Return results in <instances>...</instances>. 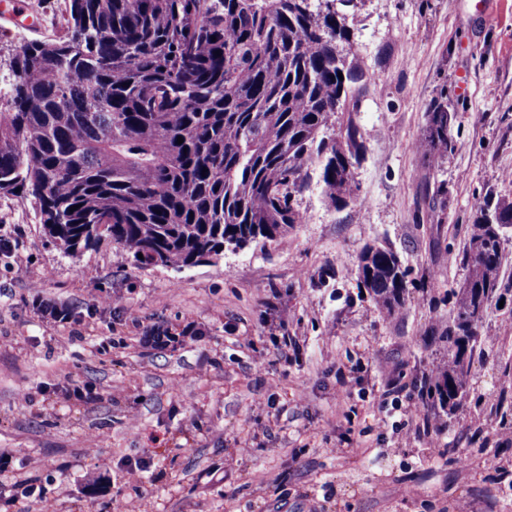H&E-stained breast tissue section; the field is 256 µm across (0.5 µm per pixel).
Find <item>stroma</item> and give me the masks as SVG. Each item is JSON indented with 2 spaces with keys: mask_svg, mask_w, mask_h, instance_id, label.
Here are the masks:
<instances>
[{
  "mask_svg": "<svg viewBox=\"0 0 512 512\" xmlns=\"http://www.w3.org/2000/svg\"><path fill=\"white\" fill-rule=\"evenodd\" d=\"M25 3L35 23L0 12V45L64 35L68 0ZM346 23L371 76L349 117L365 145L363 207H329L311 177L297 198L306 220L281 242L175 270L108 240L64 255L32 197L0 195L12 247L0 259V481L38 460L32 475L64 512H456L463 500L512 512V475L496 478L512 465V428L493 417L512 401V233L509 293L488 311L470 395L443 437L456 459L380 426L373 403L391 369L400 401L418 405L412 383L439 356L430 329L466 278L473 218L512 201V0H357ZM443 92L453 150L432 164L412 145ZM372 243L409 269L393 318L359 283ZM165 335L172 344H154ZM145 451L151 482L127 484L118 461Z\"/></svg>",
  "mask_w": 512,
  "mask_h": 512,
  "instance_id": "35a3bbf8",
  "label": "stroma"
}]
</instances>
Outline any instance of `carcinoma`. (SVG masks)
<instances>
[{
  "mask_svg": "<svg viewBox=\"0 0 512 512\" xmlns=\"http://www.w3.org/2000/svg\"><path fill=\"white\" fill-rule=\"evenodd\" d=\"M334 2L70 0L64 36L12 51L0 194L32 197L65 254L96 246L93 225L106 224L135 262L178 270L226 245L281 241L304 222L297 196L313 171L329 206L363 205L358 126L327 135L366 78ZM427 118L413 149L438 161L452 148L448 95ZM502 224L512 202L470 224L468 275L432 336L447 357L420 396L448 417L469 396L485 314L502 296ZM357 268L376 307L398 315L409 288L397 253L367 245Z\"/></svg>",
  "mask_w": 512,
  "mask_h": 512,
  "instance_id": "cac0c4a2",
  "label": "carcinoma"
}]
</instances>
